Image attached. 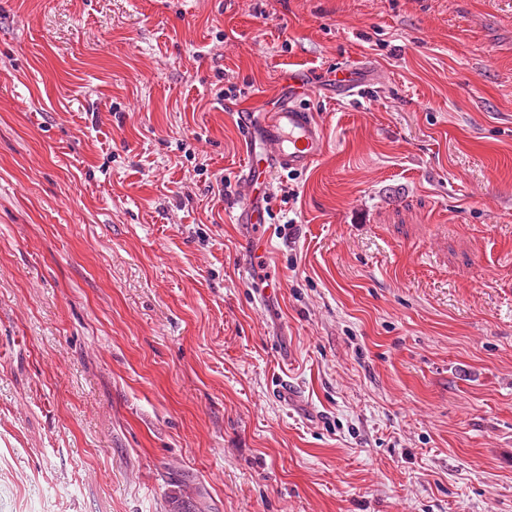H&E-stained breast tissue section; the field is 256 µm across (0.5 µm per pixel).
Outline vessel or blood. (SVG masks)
Segmentation results:
<instances>
[{"mask_svg": "<svg viewBox=\"0 0 512 512\" xmlns=\"http://www.w3.org/2000/svg\"><path fill=\"white\" fill-rule=\"evenodd\" d=\"M289 93L257 129L260 147H248L247 179L267 170H305L314 165L325 150L323 128L313 113L298 103L300 78L287 77Z\"/></svg>", "mask_w": 512, "mask_h": 512, "instance_id": "1", "label": "vessel or blood"}]
</instances>
